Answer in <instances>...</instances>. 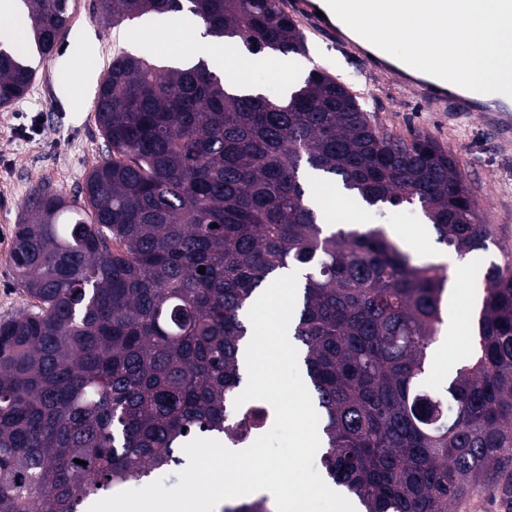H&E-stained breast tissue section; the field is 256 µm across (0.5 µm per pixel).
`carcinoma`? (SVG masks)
<instances>
[{
    "label": "carcinoma",
    "mask_w": 512,
    "mask_h": 512,
    "mask_svg": "<svg viewBox=\"0 0 512 512\" xmlns=\"http://www.w3.org/2000/svg\"><path fill=\"white\" fill-rule=\"evenodd\" d=\"M187 11L227 48L303 55L280 0H93L116 27ZM25 43L0 39V108L68 29L71 0H19ZM108 157L83 204L49 185L15 233L31 307L0 320V512H84L108 490L183 463L195 433L232 444L264 410L234 406L248 313L298 272L291 336L320 422L326 477L362 512H454L512 464V267L491 265L475 352L437 385L443 266L384 229H332L319 177L378 213L409 206L436 242L484 250L457 164L428 137L384 133L357 97L312 70L292 92L112 57L94 102ZM205 273H198L199 267ZM86 462L79 465L75 460ZM222 512H272L267 497Z\"/></svg>",
    "instance_id": "obj_1"
}]
</instances>
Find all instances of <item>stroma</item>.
<instances>
[{
  "instance_id": "obj_1",
  "label": "stroma",
  "mask_w": 512,
  "mask_h": 512,
  "mask_svg": "<svg viewBox=\"0 0 512 512\" xmlns=\"http://www.w3.org/2000/svg\"><path fill=\"white\" fill-rule=\"evenodd\" d=\"M297 2L284 0L283 8L306 36V55L286 56L287 72L276 74L261 53H249L241 80L283 87L310 70H323L359 98L381 130L408 140L429 137L452 155L490 229L488 250L476 253L477 268L457 264L454 253L436 242L431 225L410 209H393L383 217L365 210L360 218L363 224L397 231L403 251L444 264V311L465 315L464 301L454 298L455 288L471 277H484L490 263L512 266V143L500 142L480 113L438 111L420 102L393 75L368 72L326 30L297 13ZM135 28L146 45H162L175 54L196 48V32L171 31L159 19L113 28L94 18L91 0H76L68 34L53 55L39 63L26 95L0 109V319L31 305L16 284L10 256L16 227L35 189L48 183L66 198H75L89 171L107 157L95 121V95L113 55L129 48Z\"/></svg>"
}]
</instances>
